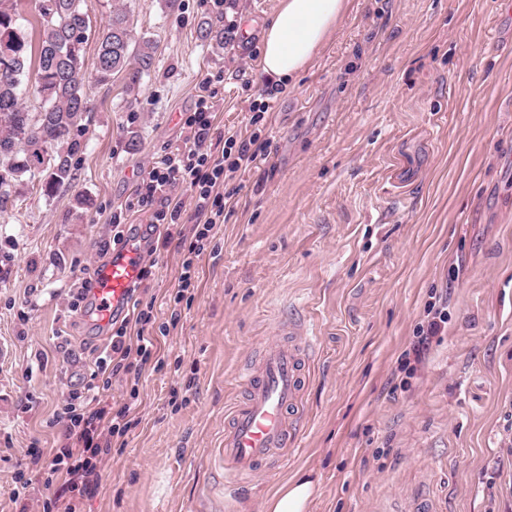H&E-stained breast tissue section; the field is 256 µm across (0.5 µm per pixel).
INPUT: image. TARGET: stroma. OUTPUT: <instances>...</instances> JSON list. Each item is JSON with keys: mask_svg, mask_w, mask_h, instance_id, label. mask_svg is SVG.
Here are the masks:
<instances>
[{"mask_svg": "<svg viewBox=\"0 0 512 512\" xmlns=\"http://www.w3.org/2000/svg\"><path fill=\"white\" fill-rule=\"evenodd\" d=\"M92 0L154 45L151 70L98 77L84 47L89 110L73 180L44 175L0 209V512H263L297 472L309 512H512V0H352L307 72L265 120L261 36L279 0ZM237 28L223 43L206 30ZM223 75L213 133H258L266 159L235 174L191 299L169 301L181 247L146 251L137 297L162 368L139 383L136 427L113 441L96 488L71 492L32 464L63 443L70 394L101 384L110 326L70 288L110 260L116 230L150 243L132 208L142 176L181 146L205 77ZM448 310L412 378L400 361L429 299ZM179 321H172V311ZM305 324V412L276 465L225 484L215 455L240 375L282 324ZM191 381L172 401L171 373Z\"/></svg>", "mask_w": 512, "mask_h": 512, "instance_id": "35a3bbf8", "label": "stroma"}]
</instances>
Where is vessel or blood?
Segmentation results:
<instances>
[{
	"label": "vessel or blood",
	"instance_id": "b4317fda",
	"mask_svg": "<svg viewBox=\"0 0 512 512\" xmlns=\"http://www.w3.org/2000/svg\"><path fill=\"white\" fill-rule=\"evenodd\" d=\"M143 258L141 242L130 240L100 269L92 308L100 323H109L126 311ZM310 344L303 335L295 341L271 343L258 366L243 372L246 397L234 407L217 451L226 475H251L276 464L284 449L294 447L291 416L303 404L301 361Z\"/></svg>",
	"mask_w": 512,
	"mask_h": 512
}]
</instances>
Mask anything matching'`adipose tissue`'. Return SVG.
<instances>
[{
    "mask_svg": "<svg viewBox=\"0 0 512 512\" xmlns=\"http://www.w3.org/2000/svg\"><path fill=\"white\" fill-rule=\"evenodd\" d=\"M350 7L351 0H280L263 30L262 73L279 81L301 75L323 51ZM314 494V480L299 473L266 501L264 510L307 512Z\"/></svg>",
    "mask_w": 512,
    "mask_h": 512,
    "instance_id": "1",
    "label": "adipose tissue"
}]
</instances>
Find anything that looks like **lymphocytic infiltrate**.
<instances>
[{
  "label": "lymphocytic infiltrate",
  "instance_id": "f902f5d3",
  "mask_svg": "<svg viewBox=\"0 0 512 512\" xmlns=\"http://www.w3.org/2000/svg\"><path fill=\"white\" fill-rule=\"evenodd\" d=\"M215 96L211 79H204L195 107L184 121L189 131L184 149L162 156L142 177L136 190L137 206L152 209L153 219L158 224L179 223L182 217L180 195L185 192L191 198L194 224L188 256L182 263L173 297L177 303L194 286L195 257L202 254L217 224L224 221L229 201L224 192L226 178L263 160L266 152L257 136L241 140L234 134L225 137L222 151H213L209 139ZM132 317L138 327L136 337L128 336L126 325L113 326L110 341L100 351L97 362L100 369L111 370L115 375L124 374L136 382L153 353L154 339L148 330L153 314L151 308L136 304L132 307ZM81 398L82 406L71 403L64 410L65 436L71 440V447L62 449L46 464L51 472L64 475L70 485L87 491L98 483L97 462L100 456L108 454L112 437L126 435L132 423L128 408L111 414L97 407L95 385L86 386Z\"/></svg>",
  "mask_w": 512,
  "mask_h": 512
}]
</instances>
